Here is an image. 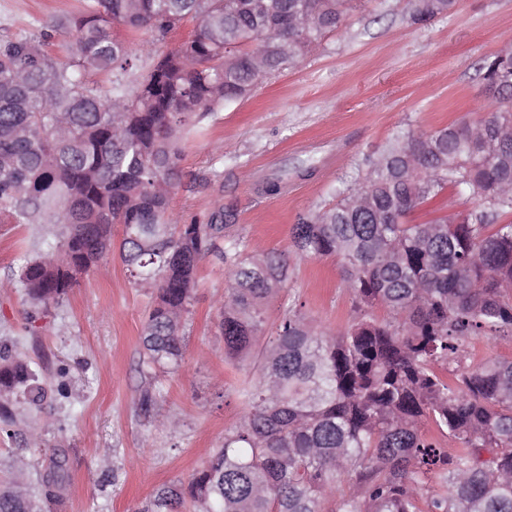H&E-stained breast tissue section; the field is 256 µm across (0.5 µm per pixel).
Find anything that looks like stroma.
Masks as SVG:
<instances>
[{
    "mask_svg": "<svg viewBox=\"0 0 512 512\" xmlns=\"http://www.w3.org/2000/svg\"><path fill=\"white\" fill-rule=\"evenodd\" d=\"M80 6V0H0V38H39ZM188 33L184 27L161 40L143 30L124 40L144 69ZM509 42L512 0H457L425 23L411 19L408 0H353L340 28L314 51L245 98L219 105L187 135L175 212L188 219L231 208L249 248L287 257L290 276L267 307L264 332L296 301L327 330L346 325L352 296L343 259L292 256L293 224L336 203L365 157L395 137L491 111L495 102L479 67ZM278 176L280 192L265 194V180ZM475 205L468 190H450L416 208L411 221ZM44 233L0 215V345L25 355L46 389L40 405L14 401L10 422H0V484L12 483L22 463L44 512H141L157 488L188 481L245 410L244 373L225 358L218 329L224 265L213 255L200 262L184 359L176 373L158 376L160 396L146 415L139 409L138 368L149 294L114 255L82 274L62 303L29 305L14 274L46 250ZM168 416L177 428L162 425ZM59 454L67 473L46 498L42 480Z\"/></svg>",
    "mask_w": 512,
    "mask_h": 512,
    "instance_id": "stroma-1",
    "label": "stroma"
}]
</instances>
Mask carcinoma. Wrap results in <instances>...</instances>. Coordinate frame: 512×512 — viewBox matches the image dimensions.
<instances>
[{"instance_id": "1", "label": "carcinoma", "mask_w": 512, "mask_h": 512, "mask_svg": "<svg viewBox=\"0 0 512 512\" xmlns=\"http://www.w3.org/2000/svg\"><path fill=\"white\" fill-rule=\"evenodd\" d=\"M456 0H414L425 21ZM350 0H86L43 33L60 60L21 36L0 39V214L58 228L17 271L33 306L59 304L78 276L114 250L153 300L143 326L140 406L157 373L185 353L198 265L224 263V355H254L246 411L187 483L159 488L141 512H512V358L470 362L475 336L512 340V51L484 62L498 107L477 121L408 132L366 160L336 204L299 216L298 257L339 255L353 302L328 331L288 307L259 343L265 306L287 279L276 253L246 252L230 208L181 223L170 195L181 142L215 106L298 63L339 28ZM191 35L135 78L113 32ZM112 74L103 92L93 76ZM478 201L468 223L445 215L406 224L446 189ZM381 309V318L375 310ZM31 363L0 347V418L10 401H42ZM435 425L454 453L428 439ZM0 512H42L18 485Z\"/></svg>"}]
</instances>
